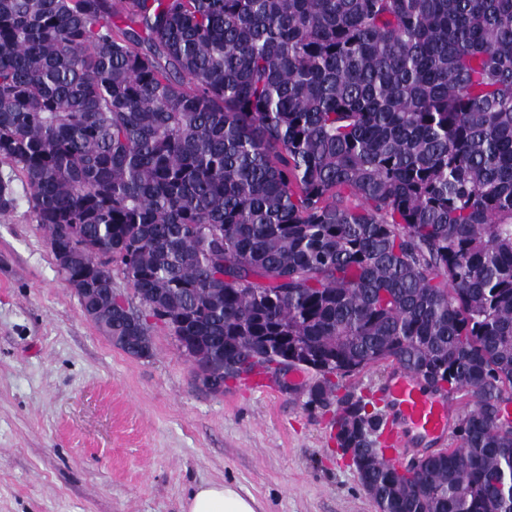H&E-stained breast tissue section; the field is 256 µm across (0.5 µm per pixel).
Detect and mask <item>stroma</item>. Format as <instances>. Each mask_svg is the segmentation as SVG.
Masks as SVG:
<instances>
[{"label": "stroma", "mask_w": 512, "mask_h": 512, "mask_svg": "<svg viewBox=\"0 0 512 512\" xmlns=\"http://www.w3.org/2000/svg\"><path fill=\"white\" fill-rule=\"evenodd\" d=\"M0 214V512H183L195 487L230 483L259 512H378L336 452L330 415L291 390L196 378L170 332L154 353L115 347L67 288L29 187L8 164Z\"/></svg>", "instance_id": "1"}]
</instances>
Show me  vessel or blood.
<instances>
[{
  "label": "vessel or blood",
  "mask_w": 512,
  "mask_h": 512,
  "mask_svg": "<svg viewBox=\"0 0 512 512\" xmlns=\"http://www.w3.org/2000/svg\"><path fill=\"white\" fill-rule=\"evenodd\" d=\"M382 394L392 408L382 434L387 459H398L411 447L414 436L445 437L451 405L423 390L413 374L398 371Z\"/></svg>",
  "instance_id": "1"
}]
</instances>
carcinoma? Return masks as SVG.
<instances>
[{
  "label": "carcinoma",
  "instance_id": "cac0c4a2",
  "mask_svg": "<svg viewBox=\"0 0 512 512\" xmlns=\"http://www.w3.org/2000/svg\"><path fill=\"white\" fill-rule=\"evenodd\" d=\"M0 163L126 354L305 370L378 512H512V0H0ZM389 366L469 396L407 476L338 395Z\"/></svg>",
  "mask_w": 512,
  "mask_h": 512
}]
</instances>
